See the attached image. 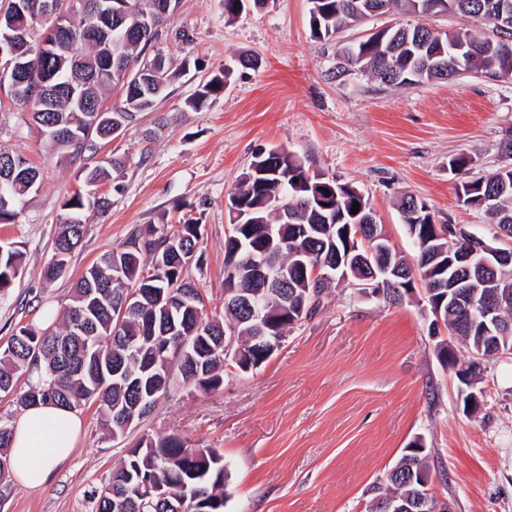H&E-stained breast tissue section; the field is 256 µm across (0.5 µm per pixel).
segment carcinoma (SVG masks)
<instances>
[{
  "instance_id": "cac0c4a2",
  "label": "carcinoma",
  "mask_w": 512,
  "mask_h": 512,
  "mask_svg": "<svg viewBox=\"0 0 512 512\" xmlns=\"http://www.w3.org/2000/svg\"><path fill=\"white\" fill-rule=\"evenodd\" d=\"M130 18L125 25L112 30V73L99 77L92 94L104 99L106 91L118 87L123 91L121 106L112 108V117L128 125L137 116L151 109L164 93L172 73L169 66L156 70L150 82L135 84L127 76V64L133 71L151 70L153 60L145 59V50L154 42L168 15L163 13L164 0H127ZM309 9L311 32L318 39H328L337 31L353 26L363 19L390 9L406 13L428 14L433 0H314ZM455 10L473 23L491 27L486 33L477 28L434 33L423 24L400 26L380 30L364 40L345 46L336 61V76L354 69L368 72L385 86H410L443 79L465 63V51L485 55L487 69L497 80L512 78V0H496L493 15L477 16L481 0H454ZM33 68L55 72L58 80L66 79L69 62L64 51L57 49L53 56L39 52L31 56ZM227 73L206 81L187 106L198 109L212 96L223 92ZM19 103L32 107V119L50 144L63 151L70 161L84 159L96 143L106 144L108 131L93 130L89 141L77 146L56 139L53 133L79 122L80 113L65 98L44 102L37 98L21 99ZM123 161L116 157L106 164L80 167V176L87 187H94L118 169ZM26 170L33 172L32 180L14 187L11 205L0 207V224L14 223L19 208L26 198L40 188V173L31 164ZM465 201L484 209L489 224L512 225V168L496 169L489 175L463 180L458 187ZM230 196L236 197L245 212L244 225L254 241H262L270 224L284 228L283 243L275 253L277 267L288 270V288L282 296L293 305L308 307L307 317L321 308L328 295V282L310 281L308 288L298 282L295 270L300 255H305L309 266L328 265L336 261V254L324 248L326 233L319 232L316 239L294 238L296 224H352L359 220L377 223L376 214L365 196L354 186L340 184L319 172L309 173L302 160L293 152H279V148L261 150L253 156L249 170L243 173ZM364 212L351 214L354 203ZM281 208H275V205ZM67 213L60 225L53 248H64L72 253L84 235L86 212L105 207L103 198L79 192L63 204ZM398 209L402 223H426L432 213L427 205L412 195L400 199ZM200 225L190 221L182 224L178 234L170 236L164 230L149 225L140 230L129 242L100 256L90 265L74 285L72 304L67 310L61 329L49 325L35 328L19 327L10 336L6 347H0V396L16 393L20 377H26L25 388L16 398L21 408L51 401L70 410L86 404L97 405L103 428L109 435H123L122 423L116 414L130 408L137 396L144 392L157 398L166 392L170 379L164 370L165 358L170 355L172 336H187L191 350L180 360L183 381L200 388H218L224 382V333L237 331L239 361L260 359L263 354L254 349L249 326L250 311L238 299L224 302L223 311L204 314V303L197 311L182 307L188 293L202 298L200 290L184 274L187 255L196 251ZM416 273L424 290L434 292L442 304L447 331L467 349L488 353L486 342L477 333L465 327L467 314L461 306L448 299V289L438 287L437 273L431 264L422 260L426 254L424 237L416 236ZM232 244L224 238V265L237 262L238 291L249 293V259L243 253L230 255ZM22 252L6 247L0 253V290L8 288L21 271ZM139 292L135 309L117 321V307L130 291ZM492 290L503 300V317L512 324V272L499 275ZM96 325L95 352L104 363L119 361L124 369L140 379L137 388L117 376L101 378L95 372L83 371L68 375L73 370L85 346L86 338L79 328L86 317ZM209 325V336L192 335L196 321ZM13 425L0 419V476L11 466ZM433 473L429 454L422 448H405L391 472L385 478L384 493L397 503L415 500L426 488L421 481ZM147 480L162 487V498L157 500L155 512H169V503H179L185 512H225L229 495L225 486L229 472L224 466V455L216 448H190L181 440L168 437L142 438L129 455L112 473L108 483L98 493L95 512H136L138 485Z\"/></svg>"
}]
</instances>
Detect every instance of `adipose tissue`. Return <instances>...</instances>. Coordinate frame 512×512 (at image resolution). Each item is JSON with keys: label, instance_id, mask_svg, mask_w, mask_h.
Instances as JSON below:
<instances>
[{"label": "adipose tissue", "instance_id": "1", "mask_svg": "<svg viewBox=\"0 0 512 512\" xmlns=\"http://www.w3.org/2000/svg\"><path fill=\"white\" fill-rule=\"evenodd\" d=\"M81 420L73 410L41 403L26 408L13 427L12 457L17 481L41 487L54 466L73 453Z\"/></svg>", "mask_w": 512, "mask_h": 512}]
</instances>
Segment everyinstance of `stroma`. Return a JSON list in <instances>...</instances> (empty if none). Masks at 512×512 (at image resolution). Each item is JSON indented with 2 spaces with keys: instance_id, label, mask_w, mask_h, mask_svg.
<instances>
[{
  "instance_id": "35a3bbf8",
  "label": "stroma",
  "mask_w": 512,
  "mask_h": 512,
  "mask_svg": "<svg viewBox=\"0 0 512 512\" xmlns=\"http://www.w3.org/2000/svg\"><path fill=\"white\" fill-rule=\"evenodd\" d=\"M409 22L442 31L470 25L452 14L389 12L318 40L308 0H266L230 24L224 0H180L153 46L174 73L167 94L98 149L97 158L115 152L127 166L97 188L108 206L92 213L66 274L52 283L43 270L63 203L84 184L30 108L1 87L0 149L28 158L41 187L15 223L0 224V242L24 253L21 274L0 292V346L19 327L60 321L80 274L151 224L169 233L189 219L199 224V258L188 275L206 313L221 309L225 202L254 154L275 146L356 186L399 250H413L395 207L404 194L424 201L437 223L489 235L484 212L464 204L457 187L500 166L499 142L512 132V79L387 87L335 72L340 46ZM241 54L255 55L257 68L238 66ZM226 66L232 75L223 93L189 109L187 100ZM459 155L469 164L455 173L448 162ZM455 344L447 331H433L417 299L390 306L336 290L259 367L225 374L216 389L172 390L135 433L223 452L226 512H365L367 488L418 438L436 468L431 491L455 512H512V356L488 361L482 405L471 416L453 369L439 358ZM78 415L75 450L42 487L0 477V512H93L128 441H112L95 408Z\"/></svg>"
}]
</instances>
